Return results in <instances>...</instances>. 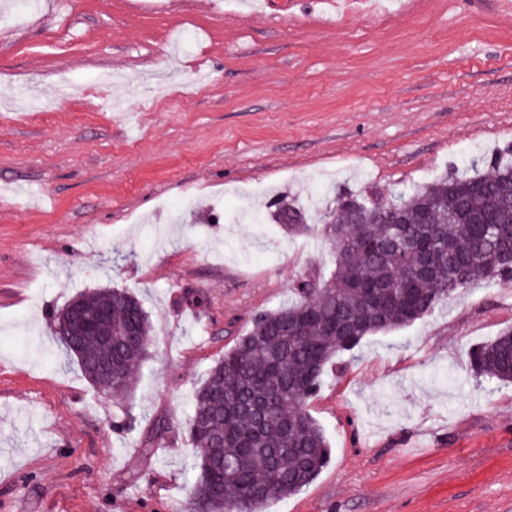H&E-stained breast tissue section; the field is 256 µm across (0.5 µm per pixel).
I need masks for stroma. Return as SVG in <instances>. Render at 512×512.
<instances>
[{
    "label": "stroma",
    "instance_id": "1",
    "mask_svg": "<svg viewBox=\"0 0 512 512\" xmlns=\"http://www.w3.org/2000/svg\"><path fill=\"white\" fill-rule=\"evenodd\" d=\"M311 2L41 0L18 20L0 0V512H188L193 394L256 314L329 278L339 194L385 204L512 148L494 0L319 21ZM277 198L307 231L269 222ZM103 287L152 322L120 398L51 333ZM510 329L512 278L481 280L335 357L306 404L331 462L268 512H512V384L469 361Z\"/></svg>",
    "mask_w": 512,
    "mask_h": 512
}]
</instances>
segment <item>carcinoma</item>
I'll return each instance as SVG.
<instances>
[{"label":"carcinoma","mask_w":512,"mask_h":512,"mask_svg":"<svg viewBox=\"0 0 512 512\" xmlns=\"http://www.w3.org/2000/svg\"><path fill=\"white\" fill-rule=\"evenodd\" d=\"M512 186V161L470 159L466 170L441 175L402 193L404 224L385 223V205L369 206L344 194L331 211L325 232L335 268L321 285L301 283L296 298L256 315L250 328L209 368L192 398L188 431L199 470L190 498L203 512H267L275 499L301 492L330 463L331 448L320 424L305 410L327 365L377 332L411 323L448 297L485 279L511 278L496 265L497 254L512 246V199L506 198L493 224H473L485 210L477 185ZM278 224L300 227L301 210L288 205L272 214ZM442 257L430 278L411 276L417 251ZM411 286L404 302L366 305L353 282ZM112 313V344L81 333L82 314ZM58 339L85 379L105 397L120 395L148 356L152 323L141 301L118 288L88 289L55 317ZM134 327L144 350L127 345L123 332ZM115 362L107 374L99 363ZM477 381L512 383V331L471 352Z\"/></svg>","instance_id":"carcinoma-1"}]
</instances>
